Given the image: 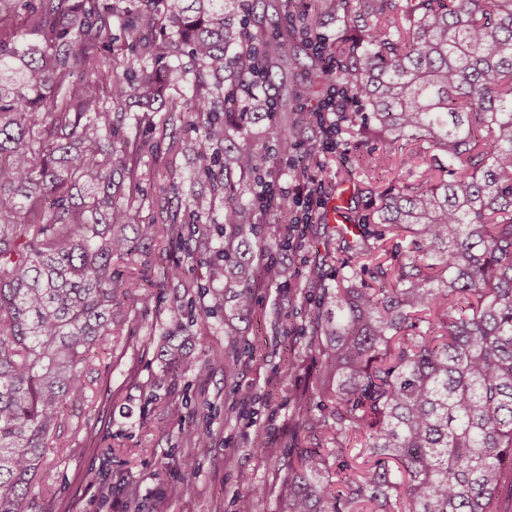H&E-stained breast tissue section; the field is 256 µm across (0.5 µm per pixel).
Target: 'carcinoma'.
Here are the masks:
<instances>
[{
  "label": "carcinoma",
  "instance_id": "cac0c4a2",
  "mask_svg": "<svg viewBox=\"0 0 512 512\" xmlns=\"http://www.w3.org/2000/svg\"><path fill=\"white\" fill-rule=\"evenodd\" d=\"M259 2L0 0V512H33L83 363L120 335L129 291L112 257L146 236L186 259L217 240L200 296L234 344L255 289L282 285L289 225L261 220L294 208L262 171L269 143L288 150V113L254 112L251 96L294 37L351 101L311 113L333 150L346 134L390 151L364 160L389 176L366 213L344 208L358 232L332 227L347 271L307 272L325 402L280 512H512V0H331L353 24L332 44L309 15L280 39L253 28ZM186 114L224 208L135 224L154 155L138 132ZM412 143L439 176L414 179L397 155ZM166 339L170 368L208 367Z\"/></svg>",
  "mask_w": 512,
  "mask_h": 512
}]
</instances>
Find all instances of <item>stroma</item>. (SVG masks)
<instances>
[{"mask_svg": "<svg viewBox=\"0 0 512 512\" xmlns=\"http://www.w3.org/2000/svg\"><path fill=\"white\" fill-rule=\"evenodd\" d=\"M280 63L279 105L289 113L313 111L322 94L302 47L289 42ZM312 131L302 125L287 151H274L268 163L272 180L289 195L300 185L288 169L312 142ZM142 136L156 158L141 164L145 204L137 223L160 222L165 200L185 204L209 195L191 155L172 156L171 168H164L159 160L168 156L167 140L148 129ZM368 150L361 144L346 156L353 184L367 182L361 163ZM342 167L328 153L311 172L331 192ZM306 233L316 246L285 258L286 287L256 290L245 332L253 351L231 376L224 373L229 338L223 319L201 315L191 322L176 311L206 280L209 243L193 242L195 258L187 262L178 251L154 252L145 238L132 261L113 260L117 275L141 268L135 292L155 302L138 309L137 325H124L116 344H103L85 364V396L66 405L55 452L34 486L37 512H236L237 500L257 487L264 494L253 512H279L291 453L308 445L302 423L317 416L321 399V361L299 330L312 306L306 267L323 256L327 237L316 223ZM174 263L181 266L178 276H162ZM165 330L188 337L192 356L209 357L208 371L172 374L162 347ZM203 429L209 445L195 447L189 434ZM258 431L266 447L254 446Z\"/></svg>", "mask_w": 512, "mask_h": 512, "instance_id": "35a3bbf8", "label": "stroma"}]
</instances>
